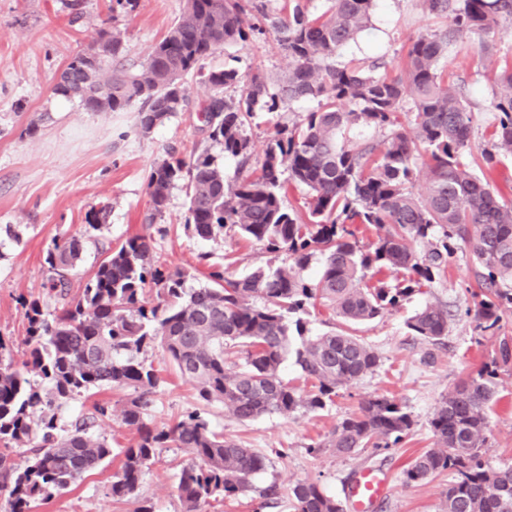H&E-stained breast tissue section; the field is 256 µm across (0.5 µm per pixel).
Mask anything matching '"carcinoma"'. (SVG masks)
<instances>
[{
	"label": "carcinoma",
	"mask_w": 512,
	"mask_h": 512,
	"mask_svg": "<svg viewBox=\"0 0 512 512\" xmlns=\"http://www.w3.org/2000/svg\"><path fill=\"white\" fill-rule=\"evenodd\" d=\"M270 0H186L178 20L149 52L141 69L113 63L124 56L121 32L101 30L95 47L78 51L61 71L54 92L76 98L89 112H122L138 105L137 121L148 134L190 104L184 78L197 73L212 90L202 108L208 140L238 159L240 176L229 182L208 149L174 152L148 178L152 212H164L171 190L186 189V224L200 238L230 229L291 265L258 268L244 278L214 270L211 285L185 288V271L154 261V238L139 234L111 250L81 292L70 294V275L83 251L81 238L54 240L46 255L44 284L56 299L52 312L40 300H23L26 359L17 364L0 337V490L10 512H31L98 468L112 454L107 439L91 432L104 408L83 414L63 434L54 408L93 389L132 390L121 412L137 434L122 449L113 476L114 499L135 495L145 467L163 448H181L191 462L180 472L177 492L185 512H203L211 502L246 490L266 469V458L224 438L194 411L157 427L149 408L159 384L153 365L139 359L158 345L205 405H221L235 420L317 410L336 389L373 371L379 359L361 338L345 331L310 334L298 312L319 305L348 325L368 323L422 293L443 275L454 244L469 248L479 292L468 314L476 328L500 330L512 311V201L473 173L472 113L465 86L439 68L448 49L466 52V37L490 36L512 18V0H421L441 25L413 39L398 76L388 63L336 64L340 50L370 25L376 0H331L319 16L308 0H289L288 14L269 10ZM271 27L291 59L288 72L263 70L242 78L235 68L202 73L200 62L227 44L246 43ZM240 87L236 97L224 89ZM492 138L496 152L483 155L487 169L497 156H512V67L497 76ZM303 99L318 102L290 127H278L260 160L252 161L246 134L255 113L276 112ZM384 133L379 143L355 142V125ZM426 183L414 191L420 168ZM306 190L305 212L288 209V185ZM354 224L375 229L359 245ZM324 257L318 277L301 271L315 254ZM156 290L149 301L146 289ZM411 335L436 345L448 336V310L426 303L407 321ZM245 348L242 365L226 368L228 356ZM293 359L315 391L303 394L280 377ZM512 366V336L499 339L496 356L477 374L456 384L433 412L436 447L416 456L403 471L407 486L446 471L451 475L445 512H512V465L486 466L487 410L497 401L498 370ZM396 400L376 396L336 424L327 441L309 451L360 448L398 442L413 426ZM28 448L24 463L11 457ZM294 512H343L319 484L303 481L290 490Z\"/></svg>",
	"instance_id": "obj_1"
}]
</instances>
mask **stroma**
<instances>
[{
    "mask_svg": "<svg viewBox=\"0 0 512 512\" xmlns=\"http://www.w3.org/2000/svg\"><path fill=\"white\" fill-rule=\"evenodd\" d=\"M186 0H136L133 10L114 9L112 0H82L81 12L64 6V0H0V337L12 343L15 361H22L27 321L21 298L40 299L44 310H54L55 298L44 289L45 262L54 240L79 235L85 239L82 257L71 276L72 290L106 257L110 247L144 233L148 225L160 230L154 253L159 264L188 271L187 287L208 285L215 268L239 278L257 267L286 266L285 254L240 238L226 230L202 239L186 228L187 197L184 186L172 189L168 205L154 223H147L151 203L147 180L151 169L169 150L186 155L193 148H208L224 169L226 180L238 174L236 159L209 143L199 111L210 91L199 77L184 80L190 98L188 111L170 116L149 134L136 128V108L123 112H90L78 100L54 92L61 70L71 56L93 44L100 29L119 30L125 42L123 63L136 69L151 47L181 14ZM426 15L420 0H377L373 25L341 51L340 61L389 62L397 74L409 44L419 34L438 27ZM512 63V19L501 20L487 50L449 53L441 65L450 79L463 80L473 114L472 153L486 147L494 120L496 77ZM262 66L267 72L288 70L289 59L275 33L266 32L249 46L225 45L209 57V69L236 68L247 75ZM313 100H302L275 115L258 114L247 129L255 154L263 149L275 124H293L316 110ZM35 134H27L28 125ZM107 210L105 222L87 231L85 216L91 207ZM475 268L467 249H459L444 277L424 294L404 302L353 332L370 345L379 358L378 368L352 383L340 386L324 409H301L287 416L266 415L241 423L221 407L205 409L225 438L265 456L268 466L250 487L225 499L217 512H254L261 493L277 485L279 495L266 512H293L288 497L298 482L313 481L336 499H343L354 473L372 467L391 479L390 494L372 512H444L448 474L420 485H405L403 470L411 458L435 445L429 419L438 402L461 380L492 360L498 341L480 332L464 314L476 289ZM446 307L448 335L433 346L411 336L406 321L425 302ZM142 360L158 370L160 382L150 410L156 426L202 407L193 386L169 363L159 346L141 353ZM498 401L488 414L489 467L512 465V368L499 370ZM128 392L105 386L76 397L56 412L59 429H69L94 404L108 406L112 414L100 421L97 435L106 437L114 452L96 470L83 475L66 492L39 506L37 512H137L153 506L154 512H184L176 486L189 455L178 448L164 449L159 463L145 468L136 494L123 500L110 492L119 471L121 448L135 443L137 434L123 424L122 405ZM386 396L405 406L414 424L403 440L391 448H362L349 456L325 448L309 454L307 446L327 440L336 424L357 411L361 400Z\"/></svg>",
    "mask_w": 512,
    "mask_h": 512,
    "instance_id": "obj_1",
    "label": "stroma"
}]
</instances>
